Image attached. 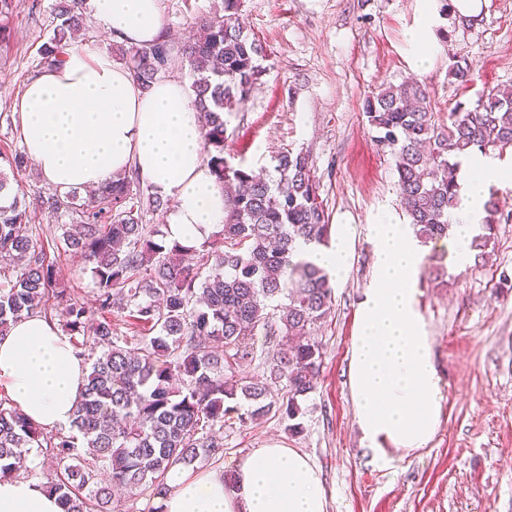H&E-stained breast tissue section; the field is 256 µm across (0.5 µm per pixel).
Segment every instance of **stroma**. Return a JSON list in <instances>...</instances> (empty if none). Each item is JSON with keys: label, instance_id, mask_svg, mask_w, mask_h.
I'll use <instances>...</instances> for the list:
<instances>
[{"label": "stroma", "instance_id": "obj_1", "mask_svg": "<svg viewBox=\"0 0 512 512\" xmlns=\"http://www.w3.org/2000/svg\"><path fill=\"white\" fill-rule=\"evenodd\" d=\"M15 39L0 48V157L21 148L13 103L35 71L52 34L58 0H17ZM221 0H162L169 42L180 48L195 17ZM421 0H244L251 36L266 50L260 85L226 114L225 158L257 173L271 170L285 148L309 153L333 231L349 229L346 276L315 336L324 347L320 381L304 402L303 430L289 434L278 413L224 428L218 468L232 471L256 448L278 444L306 455L321 471L328 512H512V185L496 188L494 235L484 256L448 264L436 280L430 263L416 296L432 341L443 395L440 427L427 448L374 462L361 444L348 386L349 349L358 302L370 284L368 227L384 215L407 218L389 153L364 115L377 88L411 77L429 87L430 105L447 122L457 105L512 85V0H484L476 17L445 10L438 49L418 70L406 42ZM476 69L462 86L448 73L453 59ZM61 287L85 302L95 285L80 258L53 252Z\"/></svg>", "mask_w": 512, "mask_h": 512}]
</instances>
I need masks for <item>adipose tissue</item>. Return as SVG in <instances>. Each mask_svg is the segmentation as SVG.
<instances>
[{
    "label": "adipose tissue",
    "mask_w": 512,
    "mask_h": 512,
    "mask_svg": "<svg viewBox=\"0 0 512 512\" xmlns=\"http://www.w3.org/2000/svg\"><path fill=\"white\" fill-rule=\"evenodd\" d=\"M406 34L413 65L428 68L436 49V0H422ZM117 41L142 46L164 39L161 0H85ZM23 149L60 191L93 188L136 168L143 183L170 200L166 238L195 248L224 224V188L203 151L202 119L185 83L161 78L141 89L104 50L72 43L62 64L43 69L15 105ZM458 203L449 249L465 261L491 186L512 183V164L490 153L461 156ZM373 269L359 303L348 383L362 440L378 461L390 451L421 449L439 425L443 399L425 319L416 299L422 246L410 225L384 217L370 225ZM87 367L55 320L13 323L0 335V383L29 421L67 426ZM163 512H327L321 472L293 448H256L232 473L169 474ZM0 512H63L26 478L0 480Z\"/></svg>",
    "instance_id": "1"
}]
</instances>
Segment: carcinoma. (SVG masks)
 I'll use <instances>...</instances> for the list:
<instances>
[{"label": "carcinoma", "mask_w": 512, "mask_h": 512, "mask_svg": "<svg viewBox=\"0 0 512 512\" xmlns=\"http://www.w3.org/2000/svg\"><path fill=\"white\" fill-rule=\"evenodd\" d=\"M243 0H224L223 11L196 18L199 38L180 49L193 76L195 103L204 121L203 149L224 199L222 241L194 264L182 246L146 222L167 201L143 187L130 169L83 197L78 191L38 195L10 187L0 168V334L29 315L57 313L77 356L90 363L84 390L67 430L30 423L0 401V479L30 472L37 448L69 460L46 483L64 512H114L115 492L167 494L176 466L206 464L224 456L226 416L245 424L277 411L302 430L301 403L317 389L321 342L310 332L330 314L329 272L299 258L296 243L326 244L332 224L319 195L309 154L284 149L274 175L264 178L224 157V113L238 110L261 80L265 49L250 37ZM15 0H0V46L13 39L9 18ZM53 36L36 68L62 62L63 47L86 31L82 0H62ZM137 85L146 89L172 61L166 40L122 51ZM449 74L472 80L473 66L456 60ZM365 116L388 148L402 204L416 237L427 243L449 236L448 215L458 195V164L470 152L512 147V89H491L470 109L435 117L427 85L406 79L372 93ZM60 221L51 239L57 250L82 259L93 276L99 317L74 291L57 287L30 224L29 209ZM287 302L270 306L279 299ZM128 313L132 336H120L112 315ZM265 336L263 379L237 368L255 357Z\"/></svg>", "instance_id": "cac0c4a2"}]
</instances>
